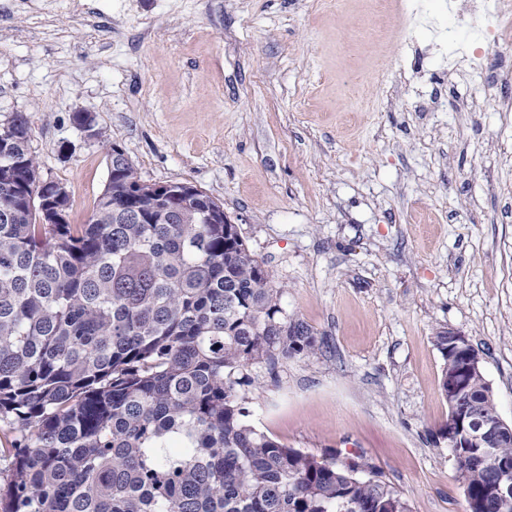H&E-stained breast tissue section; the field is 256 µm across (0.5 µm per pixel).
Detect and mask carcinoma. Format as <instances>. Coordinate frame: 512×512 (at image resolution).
Segmentation results:
<instances>
[{
	"label": "carcinoma",
	"instance_id": "cac0c4a2",
	"mask_svg": "<svg viewBox=\"0 0 512 512\" xmlns=\"http://www.w3.org/2000/svg\"><path fill=\"white\" fill-rule=\"evenodd\" d=\"M27 118L0 122V512H411L359 464L327 462L250 420L248 368L317 354L235 224L201 192L163 199L107 149L85 224H39L41 168ZM436 433L469 490L467 512H512V434L493 457L459 427L497 414L474 347L436 329ZM456 389L448 391V375Z\"/></svg>",
	"mask_w": 512,
	"mask_h": 512
}]
</instances>
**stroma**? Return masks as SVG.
Returning a JSON list of instances; mask_svg holds the SVG:
<instances>
[{
    "mask_svg": "<svg viewBox=\"0 0 512 512\" xmlns=\"http://www.w3.org/2000/svg\"><path fill=\"white\" fill-rule=\"evenodd\" d=\"M448 0H0V120L88 220L105 144L223 203L318 355L250 367L253 423L378 471L412 512H466L439 327L512 423V80L449 71ZM86 112L94 130L78 128Z\"/></svg>",
    "mask_w": 512,
    "mask_h": 512,
    "instance_id": "obj_1",
    "label": "stroma"
}]
</instances>
